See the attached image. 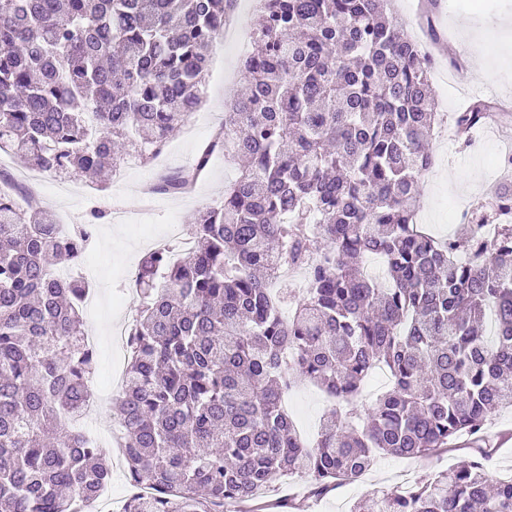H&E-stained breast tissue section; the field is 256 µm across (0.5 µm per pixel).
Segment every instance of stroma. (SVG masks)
Instances as JSON below:
<instances>
[{"mask_svg":"<svg viewBox=\"0 0 512 512\" xmlns=\"http://www.w3.org/2000/svg\"><path fill=\"white\" fill-rule=\"evenodd\" d=\"M420 2L394 0L396 16L408 32L423 41L435 34L453 47L466 44L484 66L483 72L470 74L465 68L440 63L438 73L431 76L438 111H461L470 103V92L475 88L483 92L485 100L512 101V55L504 50L505 41L512 40V0H440V9L429 27L419 22ZM244 57L231 40L221 41L212 49L202 108L170 137L161 159L127 169L120 184H108L103 192L95 191L85 176L75 172L60 179L57 189L40 192L45 207L58 221L71 227L90 222L97 225L96 236L80 265L96 297L95 303L83 310L86 334L100 340L95 379L103 378L109 363L123 361L122 351L107 349L106 342L113 323L134 314L133 307L124 300V271L137 270L142 256L164 234L168 220L189 228L198 210L219 201L225 185L238 173L237 165L225 162L223 154H216L192 198L160 193L152 215H141L145 203L140 187L156 182L160 174L189 167L213 127L223 120L225 99L235 95L245 82ZM494 127L491 133L475 132L468 144L449 137L432 138L435 164L422 178L418 219L436 236L453 235L477 202L484 205L486 223H497L496 208L487 191L505 175L502 157L512 146V112L498 114ZM117 204L135 215V222L113 223L110 213ZM96 211L103 214L97 221L92 218ZM288 398L297 424L305 433H316L331 408L326 394L303 384L292 389ZM487 431L501 440L489 465L491 473L497 478L512 475V411L493 415ZM469 454L466 441L461 438L422 459L380 457L361 480L341 485L317 501L305 497L304 480L300 477L289 478L280 493L292 501L288 512H347L349 505L368 490L431 477L458 466Z\"/></svg>","mask_w":512,"mask_h":512,"instance_id":"obj_1","label":"stroma"}]
</instances>
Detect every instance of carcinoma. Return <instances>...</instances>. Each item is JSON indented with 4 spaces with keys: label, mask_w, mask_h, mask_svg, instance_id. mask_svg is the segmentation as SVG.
I'll list each match as a JSON object with an SVG mask.
<instances>
[{
    "label": "carcinoma",
    "mask_w": 512,
    "mask_h": 512,
    "mask_svg": "<svg viewBox=\"0 0 512 512\" xmlns=\"http://www.w3.org/2000/svg\"><path fill=\"white\" fill-rule=\"evenodd\" d=\"M233 0H0V151L90 176L150 161L203 102ZM247 88L198 152L245 165L198 212L194 247L139 264L140 305L116 421L123 512H260L286 475L319 499L379 455L424 458L465 435L472 456L350 512H512V477L487 468L491 416L512 409V225L473 209L448 239L415 224L438 123L430 61L387 0H259ZM492 104L455 113L461 137ZM178 172L154 189L178 194ZM512 210V179L492 196ZM95 224L61 234L31 193L0 183V512H75L112 480L107 449L61 416L94 397L83 345L89 284L77 264ZM305 270L283 317L270 282ZM391 385L354 406L371 372ZM308 380L334 401L303 439L282 399Z\"/></svg>",
    "instance_id": "carcinoma-1"
}]
</instances>
